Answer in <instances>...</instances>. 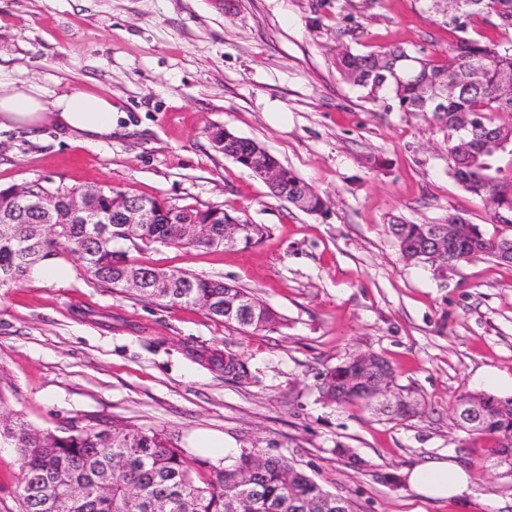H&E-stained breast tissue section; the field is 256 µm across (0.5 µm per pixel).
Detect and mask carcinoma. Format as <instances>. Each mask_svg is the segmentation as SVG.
I'll list each match as a JSON object with an SVG mask.
<instances>
[{"instance_id":"cac0c4a2","label":"carcinoma","mask_w":512,"mask_h":512,"mask_svg":"<svg viewBox=\"0 0 512 512\" xmlns=\"http://www.w3.org/2000/svg\"><path fill=\"white\" fill-rule=\"evenodd\" d=\"M463 6L451 15L442 16L443 23L456 33L442 63L395 46L366 55L346 48L336 52L335 65L340 76L360 88L367 97L376 99L389 93L402 112L431 114L433 120L448 128V168L455 180L470 194L481 198L490 208L491 221L500 222L498 214L512 219V177L504 180L495 166L497 153L487 148L488 132L512 140V123H498L495 115L512 112V89L504 78L512 80V51L504 42L489 36H473L477 19H495L492 26L512 30V0H462ZM448 79L463 87L448 95L441 110L431 102L436 86ZM467 113L479 118L480 124L460 138L458 122ZM285 177L283 191L288 195L305 189L320 207L325 199L293 169L282 166ZM11 188L0 189V288H11L23 282L39 263L68 249L84 262L87 272L97 282L113 288L122 287L115 273L126 267L152 273L156 268L129 259L127 251L116 246L121 240L134 247L160 243L180 246L176 227L162 215L155 224H119L112 217V198L135 195L120 188H107L96 199L97 209L108 217L105 224H87L72 219L56 224L50 236L32 237L29 226L38 224L41 214L28 203L11 200ZM31 196L52 192L67 198L76 188L51 189L34 182L28 186ZM198 218L200 234L193 246L207 249L226 247L224 225L210 223L214 214L234 220L236 216L219 206L191 207ZM434 224H416L399 220L388 230L400 245L423 246ZM497 238L488 236L477 224L454 244V253L468 259L493 257ZM173 287L157 293L151 288H138L133 294L170 306L202 307L207 314L227 325L244 330H273L279 316L260 302L251 292L220 279L201 278L186 272H169ZM251 301L250 314H237V299ZM207 361L239 371L243 363L235 354L223 355L213 350ZM353 370L347 360L328 370L320 384L322 396L337 405L364 401L372 384L365 377L361 388L349 387L344 378ZM455 403L478 404L484 419L479 427L462 423L457 426L469 434L493 435L505 459L512 458V397L488 393L464 392ZM18 449L21 478L18 494L22 512H228L229 501H239V512H329L328 502H340L345 512H352L350 502L325 490L284 456H273L259 449H244L232 464L218 467L207 460L189 461L183 449L160 430H142L118 423L107 427L102 421L73 419L58 430L33 427L18 414L0 416V447ZM118 471L120 479L101 488L102 477ZM251 475L253 493L246 494L238 482L240 474ZM84 488L79 498L68 496V485Z\"/></svg>"}]
</instances>
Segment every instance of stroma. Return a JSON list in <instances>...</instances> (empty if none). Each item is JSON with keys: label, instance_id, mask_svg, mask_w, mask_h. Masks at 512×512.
Segmentation results:
<instances>
[{"label": "stroma", "instance_id": "35a3bbf8", "mask_svg": "<svg viewBox=\"0 0 512 512\" xmlns=\"http://www.w3.org/2000/svg\"><path fill=\"white\" fill-rule=\"evenodd\" d=\"M429 0H0V90L33 89L47 111L75 91L112 100L111 137L86 141L54 122L0 131V187H115L176 206H221L267 229L248 248L152 244L138 262L251 291L283 324L253 332L91 280L0 288V408L39 429L96 417L176 439L189 459L215 435L291 459L354 512H512V465L491 435L451 418L479 376L512 377V267L488 257L447 273L402 258L386 226L455 213L491 235L485 203L448 172V131L366 98L340 77L337 48L401 46L442 61L455 39ZM215 127L255 139L321 193L306 213L218 152ZM237 354L244 374L196 361ZM374 351L395 371L406 420L337 406L321 376ZM452 458L472 495L431 501L404 473ZM20 461L0 447V512H20Z\"/></svg>", "mask_w": 512, "mask_h": 512}]
</instances>
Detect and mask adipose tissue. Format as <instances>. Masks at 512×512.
Returning <instances> with one entry per match:
<instances>
[{
	"instance_id": "ef3b65f1",
	"label": "adipose tissue",
	"mask_w": 512,
	"mask_h": 512,
	"mask_svg": "<svg viewBox=\"0 0 512 512\" xmlns=\"http://www.w3.org/2000/svg\"><path fill=\"white\" fill-rule=\"evenodd\" d=\"M47 114L42 101L32 91L21 89L0 93V130L37 127ZM60 127L92 141L111 136L112 101L104 95L77 91L62 97L54 115ZM410 488L433 499H461L471 494V472L452 460H431L406 474Z\"/></svg>"
}]
</instances>
